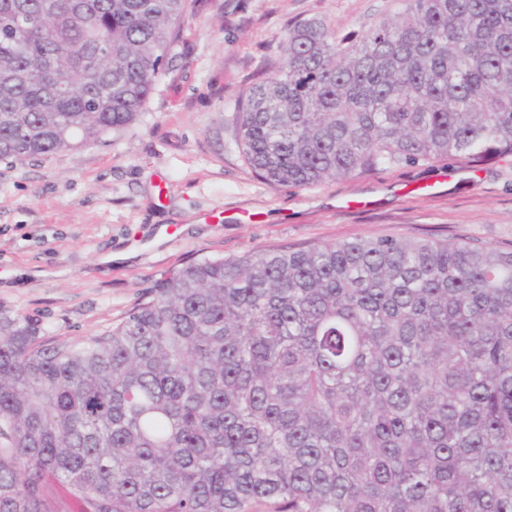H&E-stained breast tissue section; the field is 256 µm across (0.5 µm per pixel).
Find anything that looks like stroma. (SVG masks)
Returning <instances> with one entry per match:
<instances>
[{
    "instance_id": "stroma-1",
    "label": "stroma",
    "mask_w": 512,
    "mask_h": 512,
    "mask_svg": "<svg viewBox=\"0 0 512 512\" xmlns=\"http://www.w3.org/2000/svg\"><path fill=\"white\" fill-rule=\"evenodd\" d=\"M400 0H193L142 112L86 147L0 161V304L52 343L119 324L163 279L203 258L393 236L512 250V156L381 166L307 189L246 165L231 118L271 74L295 23L359 37ZM175 224L178 238L161 237Z\"/></svg>"
}]
</instances>
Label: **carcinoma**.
I'll use <instances>...</instances> for the list:
<instances>
[{"label": "carcinoma", "instance_id": "1", "mask_svg": "<svg viewBox=\"0 0 512 512\" xmlns=\"http://www.w3.org/2000/svg\"><path fill=\"white\" fill-rule=\"evenodd\" d=\"M360 39L295 24L232 117L306 189L512 154V0H404ZM188 0H0V160L145 107ZM0 305V512H512V251L367 237L204 258L47 344Z\"/></svg>", "mask_w": 512, "mask_h": 512}]
</instances>
